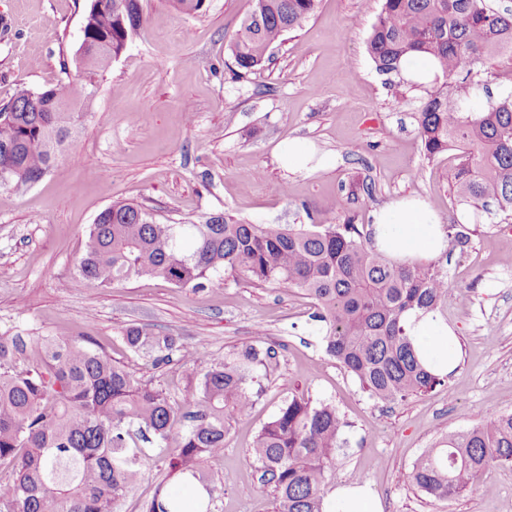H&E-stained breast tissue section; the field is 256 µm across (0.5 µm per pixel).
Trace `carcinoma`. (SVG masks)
<instances>
[{"instance_id":"carcinoma-1","label":"carcinoma","mask_w":512,"mask_h":512,"mask_svg":"<svg viewBox=\"0 0 512 512\" xmlns=\"http://www.w3.org/2000/svg\"><path fill=\"white\" fill-rule=\"evenodd\" d=\"M318 2L254 0L229 44L237 75L263 67L273 45L302 28ZM141 24V0H107L86 15L78 52L91 59L77 76L40 91L22 87L0 107V185L35 182L54 166L78 134L99 77ZM367 51L383 74L415 55L438 66L441 76L417 112L423 152L431 158L457 148L453 177L474 219L512 214V91L495 98L473 72L495 56L500 65L490 77L512 84V13L491 11L484 0H382ZM185 236L192 239L188 251L180 244ZM370 243L350 217L298 229L222 214L202 224H158L148 211L116 202L90 225L75 275L62 287L110 288L136 276L203 290L225 284L226 272L291 285L316 308L325 352L390 405L445 385L446 376L424 366L408 320L443 312L448 271L433 262H394ZM123 336L131 354L154 366L198 357L194 347L147 327L131 325ZM276 355L258 332L177 402L89 347L83 335L0 334V471L13 479L3 507L115 512L159 464L168 477L199 484L211 509L231 481L215 483L209 463L224 455L232 417L256 404V374ZM346 426L336 405L292 396L261 427L249 455L272 487L274 512H324ZM493 466L512 467V412L440 437L417 456L408 478L423 494L452 500L484 483ZM150 512H182V497L158 490Z\"/></svg>"}]
</instances>
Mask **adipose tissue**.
<instances>
[{"instance_id": "adipose-tissue-1", "label": "adipose tissue", "mask_w": 512, "mask_h": 512, "mask_svg": "<svg viewBox=\"0 0 512 512\" xmlns=\"http://www.w3.org/2000/svg\"><path fill=\"white\" fill-rule=\"evenodd\" d=\"M373 247L400 263L433 259L448 248L437 212L425 201L402 198L374 215ZM411 334L424 359L437 371L452 373L462 351L456 332L441 318L428 314L410 319ZM333 512H382L367 483H342L328 495Z\"/></svg>"}]
</instances>
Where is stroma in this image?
I'll use <instances>...</instances> for the list:
<instances>
[{
	"mask_svg": "<svg viewBox=\"0 0 512 512\" xmlns=\"http://www.w3.org/2000/svg\"><path fill=\"white\" fill-rule=\"evenodd\" d=\"M91 0H0V105L19 86L37 90L73 78ZM143 23L99 81L69 149L39 181L0 187V334L66 339L124 363L142 382L182 400L225 352L263 329L277 356L260 370L262 393L234 417L224 455L211 471L237 473L211 512H273V493L248 456L258 429L290 395L329 401L346 421L331 485L360 476L383 512H512V468L486 474L492 493L472 488L430 499L407 474L438 436L512 411V219L463 225L467 245L440 257L451 293L445 317L463 355L448 392L393 405L371 398L329 358L298 289L230 274L222 286L179 289L130 278L110 287L63 289L88 225L115 202L140 205L163 224L225 213L252 224H334L345 216L371 227L376 211L416 195L441 218L470 216L457 201L458 152L427 157L415 113L423 89L380 74L366 51L382 0H319L313 17L288 33L255 74L236 77L228 44L252 0H204L180 13L173 0H142ZM315 144L324 168L283 166L289 139ZM258 169L262 179H244ZM284 184L287 195L272 192ZM145 325L199 347L194 364L156 368L133 356L124 329Z\"/></svg>",
	"mask_w": 512,
	"mask_h": 512,
	"instance_id": "1",
	"label": "stroma"
}]
</instances>
